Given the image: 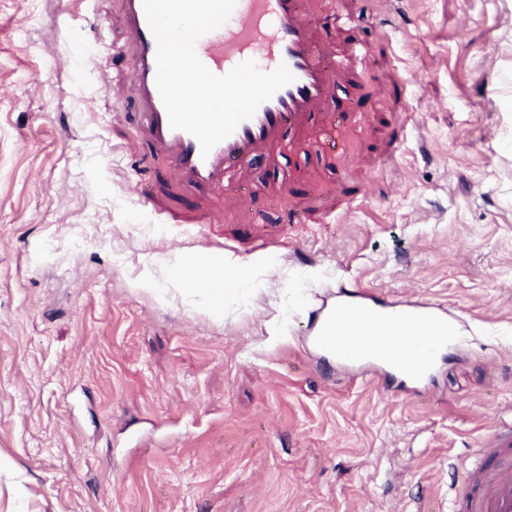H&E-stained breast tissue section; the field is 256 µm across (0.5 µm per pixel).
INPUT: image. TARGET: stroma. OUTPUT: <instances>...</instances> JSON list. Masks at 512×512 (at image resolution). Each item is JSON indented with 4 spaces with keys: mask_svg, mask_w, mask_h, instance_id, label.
<instances>
[{
    "mask_svg": "<svg viewBox=\"0 0 512 512\" xmlns=\"http://www.w3.org/2000/svg\"><path fill=\"white\" fill-rule=\"evenodd\" d=\"M121 2L0 0V512H454L449 460L512 423V0H327L343 68L249 212L126 153L130 58L77 65ZM177 251L237 261L229 306ZM354 289L457 335L415 381L342 362L307 327Z\"/></svg>",
    "mask_w": 512,
    "mask_h": 512,
    "instance_id": "1",
    "label": "stroma"
}]
</instances>
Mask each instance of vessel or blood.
<instances>
[{
  "label": "vessel or blood",
  "instance_id": "vessel-or-blood-1",
  "mask_svg": "<svg viewBox=\"0 0 512 512\" xmlns=\"http://www.w3.org/2000/svg\"><path fill=\"white\" fill-rule=\"evenodd\" d=\"M123 4L120 22L134 60L132 94L140 115L139 137L166 157L172 178L190 185L224 190L238 169L258 162L287 130L300 127L318 109L341 68L333 49L314 43L313 20L303 0H236L228 19L197 40L200 60L219 76L247 60L263 72L283 64L294 79L205 155L194 136L169 124L156 85L157 42L143 0ZM355 316L351 308L337 307L333 333L322 339V346L349 363L369 353L387 361L403 359L411 379L427 371L453 339V321L410 309L394 312L393 335L368 345L348 331ZM483 453L484 465H458L450 474L459 512H512V430H494Z\"/></svg>",
  "mask_w": 512,
  "mask_h": 512
}]
</instances>
